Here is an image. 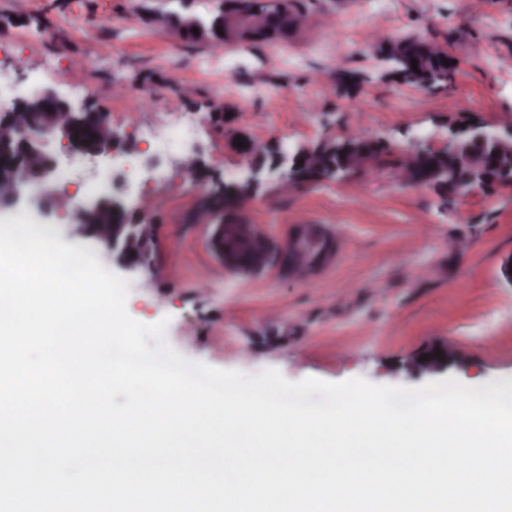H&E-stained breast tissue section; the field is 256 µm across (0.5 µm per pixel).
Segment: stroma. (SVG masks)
I'll list each match as a JSON object with an SVG mask.
<instances>
[{
  "label": "stroma",
  "mask_w": 512,
  "mask_h": 512,
  "mask_svg": "<svg viewBox=\"0 0 512 512\" xmlns=\"http://www.w3.org/2000/svg\"><path fill=\"white\" fill-rule=\"evenodd\" d=\"M299 2L319 25L310 38L288 41L304 57L297 68L273 45L190 44L161 21L208 17L224 0H0V85L60 87L73 103L108 114L141 157L153 150L144 127L171 114L191 122L195 141L168 156L166 184L141 175L130 192L154 220L156 244L149 269L124 274L128 314L166 321L167 344L188 360L248 375L271 368L293 382L363 378L414 388L427 379L408 371L411 357L447 342L462 355L449 371L462 384L512 380V285L500 273L512 255V186L451 200L400 185L385 167L286 195L268 182L245 222L276 241L297 224L338 230L335 261L301 277L275 268L242 275L211 251V225L195 221L205 192L248 165L269 164L272 150L333 142L354 129L399 151L424 136L443 150L449 122L496 121L512 110V68L500 65L512 58V0H486L468 17L459 0H385L381 11L368 0ZM463 22L473 36L458 42L452 32ZM348 36L362 43L360 53L342 50ZM410 38L446 44L458 64L451 86L427 92L393 73L385 49ZM224 55L227 70L196 67ZM246 143L252 153H243ZM188 152L203 161L193 177L180 168ZM13 215L116 271L111 254L70 225L26 206L0 218ZM454 236L469 239L467 251L449 252Z\"/></svg>",
  "instance_id": "stroma-1"
}]
</instances>
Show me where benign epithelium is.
Returning <instances> with one entry per match:
<instances>
[{
  "label": "benign epithelium",
  "mask_w": 512,
  "mask_h": 512,
  "mask_svg": "<svg viewBox=\"0 0 512 512\" xmlns=\"http://www.w3.org/2000/svg\"><path fill=\"white\" fill-rule=\"evenodd\" d=\"M215 24L224 30V38L211 37L204 21L197 22V40L212 45H237L257 41H274L288 33L294 36L309 33L316 22L301 15L281 16L277 25L269 27L266 14L251 0H225L224 10ZM386 60L399 76L412 71V58L404 53L390 52ZM51 138L61 152L90 158H104L115 149L129 147L119 137L105 113L81 104L71 103L55 87L33 91L15 99L0 112V211L14 208L22 202L56 212V216L73 227L75 233L93 239L112 252V260L126 270L144 266V261L131 253L129 243L147 220L134 213L123 196L112 193L92 200L76 199L45 182L47 172L35 176L32 170L48 160L43 142ZM435 153L432 144L421 140L405 152L406 164L393 171V177L403 185L414 183L417 159ZM44 182L41 195L25 197L24 188L30 183ZM263 182H276L288 192L300 185L293 154L279 149L275 160L266 168L249 166L233 181L242 193L224 205L226 223H218L211 238L224 266L239 273H258L269 264V242L253 224L240 221L239 212L252 202L253 192ZM337 234L318 224H299L293 235L281 245L280 258L295 266L294 274L302 276L325 264L336 254ZM440 356L428 360L416 358L415 370L438 373L458 360L451 345H439Z\"/></svg>",
  "instance_id": "1"
}]
</instances>
